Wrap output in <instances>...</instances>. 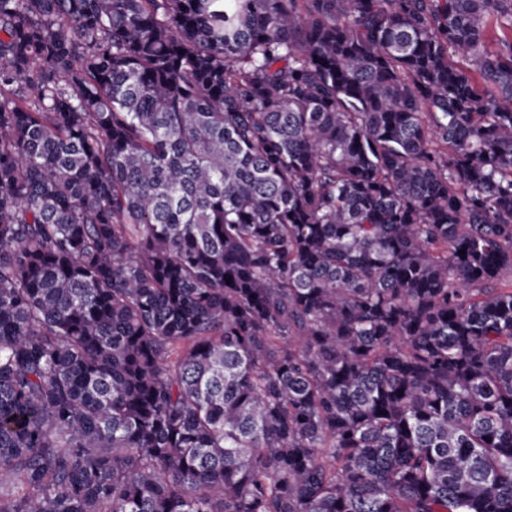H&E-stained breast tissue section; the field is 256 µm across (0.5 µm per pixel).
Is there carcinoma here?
Listing matches in <instances>:
<instances>
[{
	"label": "carcinoma",
	"instance_id": "obj_1",
	"mask_svg": "<svg viewBox=\"0 0 512 512\" xmlns=\"http://www.w3.org/2000/svg\"><path fill=\"white\" fill-rule=\"evenodd\" d=\"M512 0H0V512H512Z\"/></svg>",
	"mask_w": 512,
	"mask_h": 512
}]
</instances>
